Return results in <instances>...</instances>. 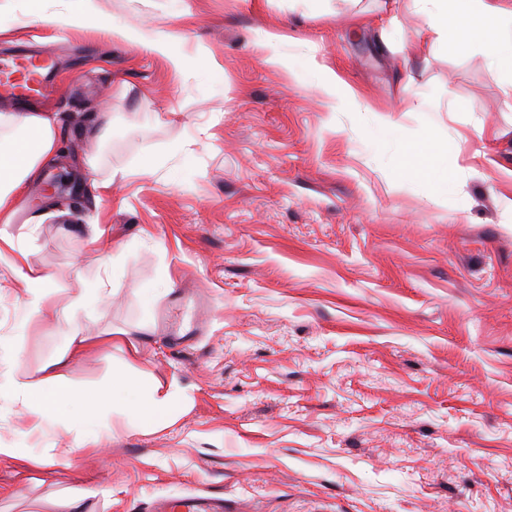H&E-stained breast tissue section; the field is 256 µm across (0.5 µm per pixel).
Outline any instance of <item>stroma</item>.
Returning <instances> with one entry per match:
<instances>
[{
    "label": "stroma",
    "instance_id": "1",
    "mask_svg": "<svg viewBox=\"0 0 512 512\" xmlns=\"http://www.w3.org/2000/svg\"><path fill=\"white\" fill-rule=\"evenodd\" d=\"M91 6L173 35L184 65L0 0V47L59 61L63 147L8 227L53 275L54 305L17 335L24 296L0 291V353L37 378L66 342L59 311L105 276L112 300L79 314L84 333L130 330L132 375L174 386L184 409L159 430L112 417L102 451L67 464L46 456L20 474L0 461V512H67L76 487L92 491L86 512L189 494L228 512H512V91L496 68L419 36L414 0ZM260 32L315 55L366 111L264 63ZM375 111L399 146L368 139ZM57 174L75 189L62 207L46 189ZM444 177L453 194L438 195ZM126 357L108 347L64 374L95 391ZM26 426L0 409V445L74 441Z\"/></svg>",
    "mask_w": 512,
    "mask_h": 512
}]
</instances>
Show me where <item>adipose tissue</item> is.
<instances>
[{
	"instance_id": "adipose-tissue-1",
	"label": "adipose tissue",
	"mask_w": 512,
	"mask_h": 512,
	"mask_svg": "<svg viewBox=\"0 0 512 512\" xmlns=\"http://www.w3.org/2000/svg\"><path fill=\"white\" fill-rule=\"evenodd\" d=\"M425 31L434 33L440 51L459 48L460 33L470 35V45L480 50L499 71L502 84L512 90V0H415ZM265 61L287 67L308 85L348 107L361 104L357 92L333 70L311 55L284 54L278 43L258 36ZM59 152L57 132L45 112L0 111V260H7L24 295V311L15 324L22 332L29 316L51 306L55 293L51 275L30 264L27 251L6 232L24 188ZM68 343L45 365L38 379L22 380L0 365V403L20 406L33 429L60 425L73 433L80 446L99 445L100 432L113 415L132 418L140 426L171 422L183 401L161 385L134 381L117 370L111 383L94 392L72 388L60 368L95 350L102 337L83 335L70 323Z\"/></svg>"
}]
</instances>
